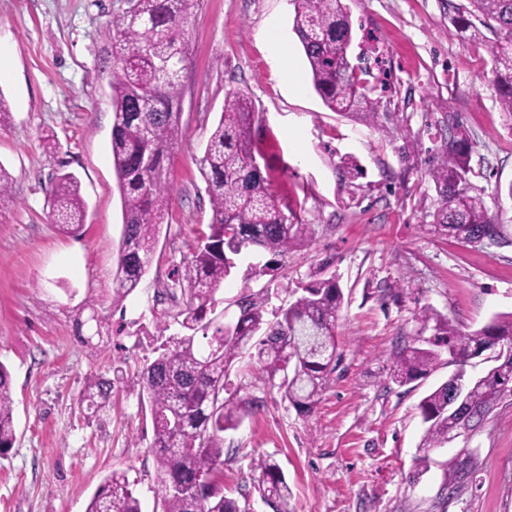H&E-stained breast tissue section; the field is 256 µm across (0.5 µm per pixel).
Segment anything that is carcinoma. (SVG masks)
Returning <instances> with one entry per match:
<instances>
[{
  "mask_svg": "<svg viewBox=\"0 0 512 512\" xmlns=\"http://www.w3.org/2000/svg\"><path fill=\"white\" fill-rule=\"evenodd\" d=\"M194 0H136L135 10L112 16L105 34L112 44V160L118 179L123 231L118 252L113 305L122 304L146 274L171 202L167 179L170 157L178 148L181 128V75L189 55L185 24ZM471 18L491 28L500 44L493 55L494 88L500 104L512 112V0H468ZM293 29L308 61L315 91L341 115H356L367 124L378 121L379 101L364 79L368 69L352 65L347 50L352 25L342 0H293ZM396 134L406 139L408 158L418 151L409 139L410 116L386 112ZM257 112L250 97L238 90L224 95V109L199 159L207 184L211 219L192 257L177 270L174 283L186 300L180 305L181 331L169 336L158 355L134 378L113 368V377H97L80 403L93 414L106 411L112 394L123 388L148 407L151 448L161 512H242L237 499L224 493V432L237 429L252 402L224 398V380L231 364L246 356L264 363L268 380L283 373L279 388L297 411L317 405L336 371V322L343 292L336 278H318L295 290L296 298L265 319L263 291L245 292L236 301L234 322L206 319L214 311L216 292L237 267L245 251L269 254L272 261L290 250L308 246L314 228L279 201L255 158L252 127ZM438 139L428 150L427 175L439 205L433 223L467 243L490 230L505 240L504 225L488 213L484 197L473 191L469 174L470 135L456 115L444 114ZM49 218L60 231L77 234L85 206L78 179L59 174L48 196ZM419 318L431 337L428 347H405L397 355L393 379L410 383L430 373L448 348L458 374L470 360L494 344L512 345V313L501 314L473 333L462 334L448 318L432 309ZM450 385L443 383L419 404L426 429L418 448V464L427 466L429 451L448 443V426L462 416L448 413ZM512 395V375L493 370L471 379L463 409L486 417ZM11 376L0 363V454L8 453L16 433ZM258 489L288 512L291 489L279 465L263 459ZM86 512H142L140 499L125 472L114 470L90 499Z\"/></svg>",
  "mask_w": 512,
  "mask_h": 512,
  "instance_id": "1",
  "label": "carcinoma"
}]
</instances>
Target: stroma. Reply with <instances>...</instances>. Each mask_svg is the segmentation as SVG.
<instances>
[{
    "mask_svg": "<svg viewBox=\"0 0 512 512\" xmlns=\"http://www.w3.org/2000/svg\"><path fill=\"white\" fill-rule=\"evenodd\" d=\"M353 21L350 60L371 58L369 82L384 112L410 114L420 141L406 165L389 123L368 126L324 105L312 84L294 90L279 72L273 40L291 44V0H195L186 26L182 143L169 162V214L151 266L113 306L122 204L112 164L111 44L104 34L124 0H0V164L12 193L0 201V362L11 375L16 440L0 455V512H86L112 470L125 471L144 512H155L152 426L137 396L115 393L106 413L79 404L90 379L122 367L133 375L157 355L158 321L178 304L165 294L172 273L206 231L211 207L198 161L230 90L247 93L260 169L273 191L313 225L310 247L277 270L242 257L216 293L232 321L244 289L267 290V314L298 283L336 277L344 300L336 328L333 382L310 413L298 412L256 361L232 363L226 391L257 407L224 434V490L249 512H275L258 490L253 464L272 457L292 490L289 512H512V397L446 447L416 462L425 426L419 403L456 366L440 358L426 376L400 385L395 355L415 345L429 307L462 332L512 312V246L472 245L432 222L439 198L426 177L434 124L457 114L471 139L473 186L512 235V115L492 86L498 40L459 21L468 0H343ZM363 174L350 178L346 158ZM74 173L86 202L83 232L52 224L47 195ZM98 312L109 339L92 349L76 323Z\"/></svg>",
    "mask_w": 512,
    "mask_h": 512,
    "instance_id": "1",
    "label": "stroma"
}]
</instances>
